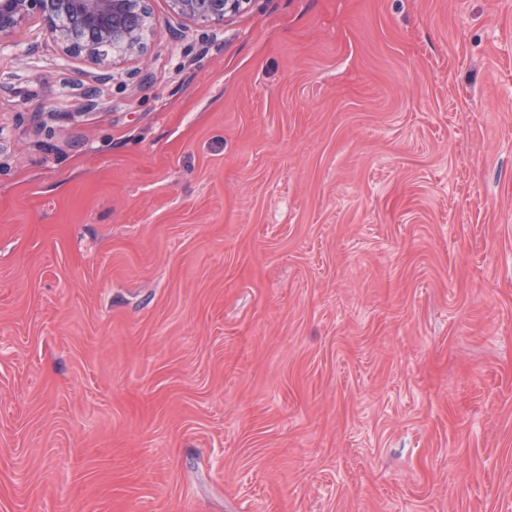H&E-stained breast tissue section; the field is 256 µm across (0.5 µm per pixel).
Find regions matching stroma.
<instances>
[{
	"mask_svg": "<svg viewBox=\"0 0 512 512\" xmlns=\"http://www.w3.org/2000/svg\"><path fill=\"white\" fill-rule=\"evenodd\" d=\"M0 49V512H512V0H148ZM147 0H0V46L38 22L66 55L103 62L114 54L143 60L151 26ZM136 19L139 25L135 24ZM241 0H169L176 16L197 23H223L224 15L240 8Z\"/></svg>",
	"mask_w": 512,
	"mask_h": 512,
	"instance_id": "35a3bbf8",
	"label": "stroma"
}]
</instances>
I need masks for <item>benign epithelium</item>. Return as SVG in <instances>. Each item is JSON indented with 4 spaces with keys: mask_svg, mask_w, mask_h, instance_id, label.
Here are the masks:
<instances>
[{
    "mask_svg": "<svg viewBox=\"0 0 512 512\" xmlns=\"http://www.w3.org/2000/svg\"><path fill=\"white\" fill-rule=\"evenodd\" d=\"M242 0H169L176 16L222 23ZM37 22L66 55L103 62L111 55L142 60L151 26L147 0H0V46L15 44L24 26Z\"/></svg>",
    "mask_w": 512,
    "mask_h": 512,
    "instance_id": "1",
    "label": "benign epithelium"
}]
</instances>
